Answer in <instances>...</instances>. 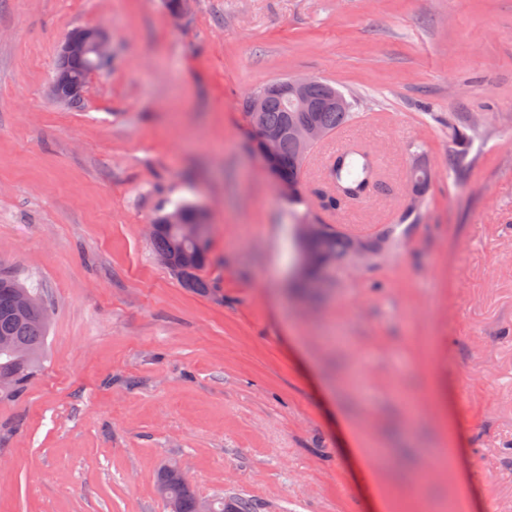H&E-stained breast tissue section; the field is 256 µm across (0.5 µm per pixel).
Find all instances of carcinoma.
I'll list each match as a JSON object with an SVG mask.
<instances>
[{
    "label": "carcinoma",
    "instance_id": "1",
    "mask_svg": "<svg viewBox=\"0 0 512 512\" xmlns=\"http://www.w3.org/2000/svg\"><path fill=\"white\" fill-rule=\"evenodd\" d=\"M274 83L269 82L255 89L264 94L263 110L254 114L251 112V100L245 101L247 115L257 116L262 127L280 133L276 157L273 161V175L281 180L295 182L299 186V194L288 201L292 206L306 204L302 174L305 159L295 140L288 136V125L295 121L311 118L320 124L331 136L336 130L351 122L355 113L352 108L344 111L328 109L323 112H292L288 97L282 93H272ZM448 127L452 130L453 146L448 150V167L463 171L467 169V150L473 135L469 134L470 127L448 118ZM332 191L317 195L318 204L325 210H335L351 202L352 189L341 186V171L338 165L331 164L327 176ZM172 211L181 216L182 222L196 224L200 217L196 205L179 203ZM169 212L162 211L156 217L160 228L151 240L156 256L167 254L175 248L179 239L177 225L164 223ZM404 231L398 224H382L378 231L366 238L353 237L332 224L321 225V234L314 248L321 261L331 267L347 264L351 261L356 248H361L369 255V260L375 262L394 247ZM183 247L196 255L193 268L182 271L171 268L183 287L204 294L210 290L209 283L199 272L209 260V237H204L203 246L185 242ZM26 290L28 294L38 299V304L25 313H20L16 306L17 291ZM50 322V312L42 296L34 288H25L9 274H0V338L6 337L16 343L25 354L9 356L0 352V372L8 370L14 376L13 388L22 387L29 377L39 368L47 341ZM156 492L164 501L167 512H199L198 495L190 485L182 470L175 464H168L160 470L156 480ZM213 512H250V506L243 501L226 502L224 498L213 500Z\"/></svg>",
    "mask_w": 512,
    "mask_h": 512
}]
</instances>
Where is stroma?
<instances>
[{"instance_id": "stroma-1", "label": "stroma", "mask_w": 512, "mask_h": 512, "mask_svg": "<svg viewBox=\"0 0 512 512\" xmlns=\"http://www.w3.org/2000/svg\"><path fill=\"white\" fill-rule=\"evenodd\" d=\"M95 24L112 63L70 110L58 50ZM292 76L345 94L391 187L313 217L411 222L313 292L294 286L308 212L243 107ZM457 112L480 129L461 176ZM182 201L212 224L206 294L150 245ZM1 271L51 324L37 373L0 390V512H167L171 462L251 512H512V0H0ZM451 432L463 456L426 479ZM388 445L393 467L361 454ZM448 127L453 137V146L448 150V167L463 171L467 169V150L474 137V133L469 134L468 131L473 130L463 123L457 124V119L452 117H448Z\"/></svg>"}]
</instances>
